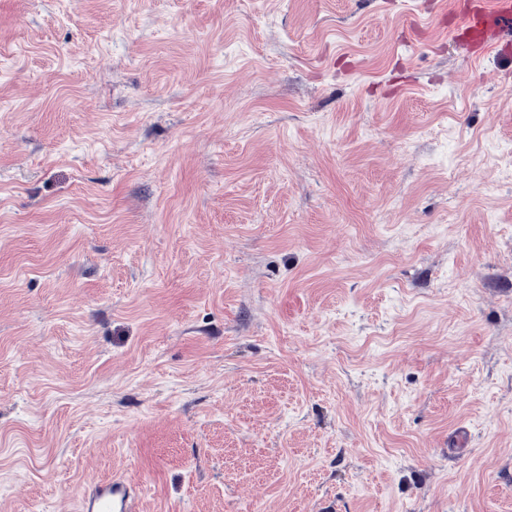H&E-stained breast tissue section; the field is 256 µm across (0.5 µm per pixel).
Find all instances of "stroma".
<instances>
[{
	"label": "stroma",
	"mask_w": 512,
	"mask_h": 512,
	"mask_svg": "<svg viewBox=\"0 0 512 512\" xmlns=\"http://www.w3.org/2000/svg\"><path fill=\"white\" fill-rule=\"evenodd\" d=\"M465 0H0V512H512V39ZM137 489L130 482L113 478L94 483L80 501V512H136Z\"/></svg>",
	"instance_id": "1"
}]
</instances>
